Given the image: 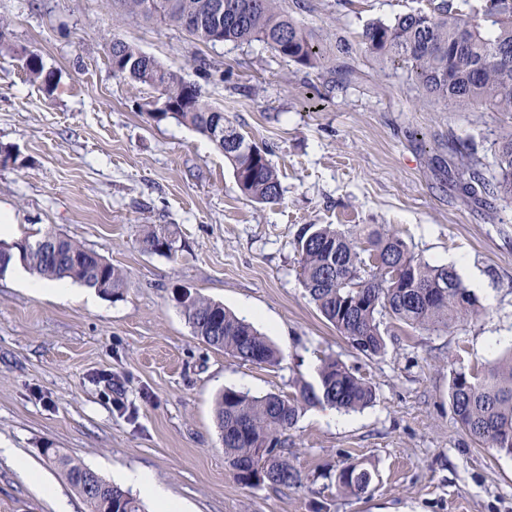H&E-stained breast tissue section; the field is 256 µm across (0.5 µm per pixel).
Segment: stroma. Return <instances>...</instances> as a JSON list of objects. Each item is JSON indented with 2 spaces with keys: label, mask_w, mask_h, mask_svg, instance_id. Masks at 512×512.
Returning a JSON list of instances; mask_svg holds the SVG:
<instances>
[{
  "label": "stroma",
  "mask_w": 512,
  "mask_h": 512,
  "mask_svg": "<svg viewBox=\"0 0 512 512\" xmlns=\"http://www.w3.org/2000/svg\"><path fill=\"white\" fill-rule=\"evenodd\" d=\"M279 0L317 42H358L364 24L427 0ZM11 51L0 53V211L23 241L70 236L124 270L122 297L34 295L0 275V512H85L51 466L59 448L104 479L149 470L188 512H512V459L475 444L448 399L449 371L512 349V200L481 205L453 182L449 142L471 145L485 177L512 133V114L477 104L426 102L406 70L358 52L349 80L305 68L260 42L205 43L179 28L128 19L110 0H0ZM118 32L164 68L201 87L230 125L267 148L281 199L239 190L214 143L191 127L150 117L154 87L114 75L105 37ZM38 54L56 82L21 67ZM344 232L381 224L433 265L467 260L485 286L478 316L443 332L385 320L384 355L368 358L316 310L298 274L304 227ZM168 227L172 255L146 252L147 229ZM201 295L256 327L282 352L258 366L196 338L181 300ZM332 355L367 378L376 399L331 418L307 409L288 433L304 477L297 488L237 483L224 462L214 401L227 388L289 395ZM359 463L367 494L338 493L329 476Z\"/></svg>",
  "instance_id": "1"
}]
</instances>
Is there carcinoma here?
Instances as JSON below:
<instances>
[{"instance_id":"obj_1","label":"carcinoma","mask_w":512,"mask_h":512,"mask_svg":"<svg viewBox=\"0 0 512 512\" xmlns=\"http://www.w3.org/2000/svg\"><path fill=\"white\" fill-rule=\"evenodd\" d=\"M212 0H112L116 16L160 19L182 26L193 15L197 24L187 33L203 42L238 44L262 42L278 56L302 67L315 68L327 59L324 50L288 14L277 0H224V17L209 11ZM467 3V0H462ZM460 3V4H462ZM455 0H427V8L367 23L360 44L373 57L405 68L426 98L466 110L484 104L494 112H512V67L499 62L500 53L512 50V0H484L465 12ZM332 70L342 78L352 72L347 60L353 48L334 37ZM108 48L120 57L119 75L159 90L162 103L180 112H152L156 121L171 118L209 138L230 162L241 193L261 203L281 197L277 171L267 153L230 130L221 138L217 128L224 112L205 99L201 87L183 80L153 57L113 33ZM27 74L49 87L55 73L45 69L35 53L22 57ZM458 175L464 191L477 197L497 193L512 197V135L497 142L498 177L486 180L478 163L464 148ZM171 235L156 230L144 233L143 250L170 254ZM25 265L48 280L70 279L88 288L122 296L127 286L123 270L84 248L67 235L48 232L40 244L27 245ZM301 283L322 316L347 343L373 358L386 352L383 317L412 328L448 331L480 314L478 299L451 266L432 265L416 256L403 239L382 228L346 234L332 227L308 228L297 240ZM184 314L194 336L224 353L256 365L278 364L281 352L256 327L204 296L184 297ZM314 384L298 380L288 396L251 395L224 389L215 403V420L224 446V461L236 481L247 487L259 484L290 488L303 476L290 461L288 439L308 407L328 406L343 412L363 410L374 403V386L343 361L327 356L316 368ZM449 395L456 421L478 445L512 456V350L481 371L453 369ZM267 448L264 456L260 448ZM57 464L69 485L81 497L86 512H144L141 500L115 486L82 462L55 448L44 451ZM372 475L357 463L336 475L339 492L360 496L368 492Z\"/></svg>"}]
</instances>
